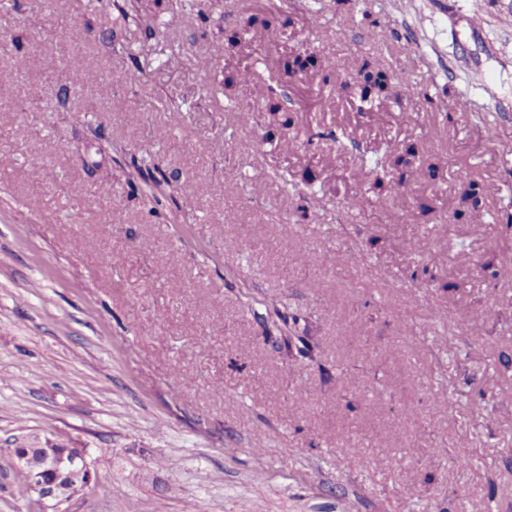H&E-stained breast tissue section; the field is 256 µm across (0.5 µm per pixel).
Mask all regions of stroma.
<instances>
[{"label":"stroma","instance_id":"obj_1","mask_svg":"<svg viewBox=\"0 0 512 512\" xmlns=\"http://www.w3.org/2000/svg\"><path fill=\"white\" fill-rule=\"evenodd\" d=\"M183 2L173 26L168 0L0 8V512H512V0ZM252 14L271 27L213 56ZM290 48L427 95L268 81ZM409 142L416 171L374 194ZM17 448L84 449L95 479L38 503ZM360 75L362 78L356 85L360 102H366L371 93L373 97L388 94L391 75L389 69L378 61L364 60L360 67ZM421 155L418 147L409 144L398 155L394 156L387 164H377L368 173L370 187L374 193H392L398 190L404 182L408 172H412ZM399 172L396 178L394 172ZM488 196L489 190L485 183L473 178L471 175H466L462 179L458 206L464 212H481Z\"/></svg>","mask_w":512,"mask_h":512}]
</instances>
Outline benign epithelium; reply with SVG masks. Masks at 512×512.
<instances>
[{"mask_svg": "<svg viewBox=\"0 0 512 512\" xmlns=\"http://www.w3.org/2000/svg\"><path fill=\"white\" fill-rule=\"evenodd\" d=\"M16 466L29 476L28 489L43 503H60L87 488L94 474L82 448H17Z\"/></svg>", "mask_w": 512, "mask_h": 512, "instance_id": "1", "label": "benign epithelium"}]
</instances>
